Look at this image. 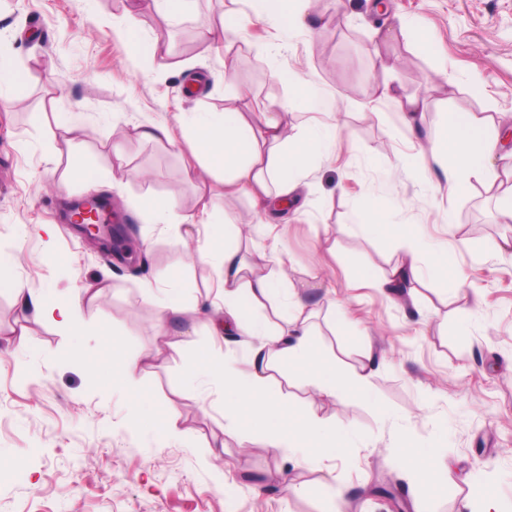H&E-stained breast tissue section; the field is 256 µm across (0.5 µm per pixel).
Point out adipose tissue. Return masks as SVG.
I'll list each match as a JSON object with an SVG mask.
<instances>
[{
  "label": "adipose tissue",
  "mask_w": 512,
  "mask_h": 512,
  "mask_svg": "<svg viewBox=\"0 0 512 512\" xmlns=\"http://www.w3.org/2000/svg\"><path fill=\"white\" fill-rule=\"evenodd\" d=\"M251 17L236 13L224 16L221 26L199 29L202 43L213 45L243 35L249 19L269 23L284 36L304 28L313 0H250ZM280 45L264 48L270 73L287 78L292 93L302 98L309 111L334 115L336 98L324 95L306 79L285 76L277 65ZM191 144L192 159L186 173L204 169L214 179L208 194L200 195L192 208H183L177 193L166 201L144 196L140 208L151 223L169 229L181 226H204L210 246L200 252L201 262L212 266L217 274L219 302L210 321L214 336L229 333L246 337L248 369L237 373L227 365L226 357L216 353L205 355L200 364L183 378L191 387L206 376L219 383L224 393V426L232 429L247 424L272 448H285L300 453L304 459L320 460L345 454L352 443L353 431L336 426L335 422L315 414L294 416L275 389L276 373L282 367L300 372L306 381L324 396L366 391L375 365L373 354H366L360 369L347 370L326 361L317 349L308 324V304L303 293L283 287L276 274L262 265L251 264L239 246L226 240L219 223L214 222L212 196L225 200H246L261 224H269L273 211L288 206L295 198L318 154L328 149L319 128L297 126L293 107L288 102L273 103L261 112L227 109L221 112H188L178 115ZM432 172L441 174L449 189L461 192L481 181L494 169L512 174V150L504 149L501 125L492 116L451 112L442 130L420 151ZM405 256L389 276L372 280V287L398 295L405 308L416 302L414 284L423 271L447 275L451 266L448 252L425 253L415 237L404 236ZM0 286L8 288L17 303L69 333L81 338L83 302H94L108 280L97 281L85 290L83 298L60 299L40 292L33 293L25 282L13 274L12 262L0 255ZM285 301L289 314L283 324H274L258 313L270 301ZM158 341L149 350L131 360L98 361L91 367L101 385L117 380L131 392L135 410L134 421L151 414L150 401L140 393L142 371L163 362L169 349L178 344L177 335L169 328L173 319H189L196 312L193 304L182 298L177 289L167 288L156 298Z\"/></svg>",
  "instance_id": "obj_1"
}]
</instances>
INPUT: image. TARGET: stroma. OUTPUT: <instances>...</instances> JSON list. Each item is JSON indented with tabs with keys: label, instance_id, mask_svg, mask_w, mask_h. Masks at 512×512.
I'll list each match as a JSON object with an SVG mask.
<instances>
[{
	"label": "stroma",
	"instance_id": "stroma-1",
	"mask_svg": "<svg viewBox=\"0 0 512 512\" xmlns=\"http://www.w3.org/2000/svg\"><path fill=\"white\" fill-rule=\"evenodd\" d=\"M374 2L339 0L326 28L298 31L279 58L283 71L336 95L334 121L308 112L271 77L259 48L279 41L274 26L248 25L245 38L217 48L197 40V30L220 23L226 10H243L242 0H188L165 23L152 0H0V51L15 57L26 83L0 111V251L14 255L15 274L38 292L77 296L110 278L85 325L108 324L125 358L158 339L148 288L163 273H174L173 287L198 304L180 345L141 374L140 388L154 403L181 405L189 432L172 441L151 422L132 423L129 393L65 362L71 336L0 287V458L7 462L0 512H335L339 490L347 512H476L479 483L498 498L500 512H512V254L500 249L512 222L499 203L512 180L452 193L416 159L447 111L512 126V0H386L383 12ZM128 14L170 49L151 69L112 30ZM405 22L424 28L429 45L414 42ZM387 85L424 99L421 133L401 124L382 95ZM235 89L240 98L232 97ZM287 99L300 121L334 133L336 148L318 157L302 210L285 216L277 238L251 222L244 200L227 207V236L247 259L266 260L288 287L309 288L310 324L326 355L348 369L369 349L379 360L363 395L330 399L296 378L278 383L292 414L314 412L354 429L350 453L336 461H303L244 426L223 430L221 386L204 378L184 388L185 371L214 347L207 321L217 277L198 259L204 234L160 231L138 207L144 195L161 200L173 190L191 205L208 175L185 180L190 144L181 131L161 146L138 139L135 124L170 123L194 110L259 112ZM357 101L371 102V110L355 111ZM71 117L78 130L67 134L57 121ZM117 149L129 175L115 183L108 174ZM78 158L104 173L95 192L111 198L133 252L102 248L65 224L50 243L34 233L87 193L65 179ZM370 199L426 248L455 245L466 287L424 277L411 312L361 281L360 271L381 278L404 257L393 233L357 225L355 214ZM475 300L478 311L462 326L458 313ZM405 435L439 448L449 462L440 486L402 467L397 450ZM218 436L224 453L215 456L208 445ZM14 459L20 467H11ZM279 472L293 489L276 481Z\"/></svg>",
	"mask_w": 512,
	"mask_h": 512
}]
</instances>
